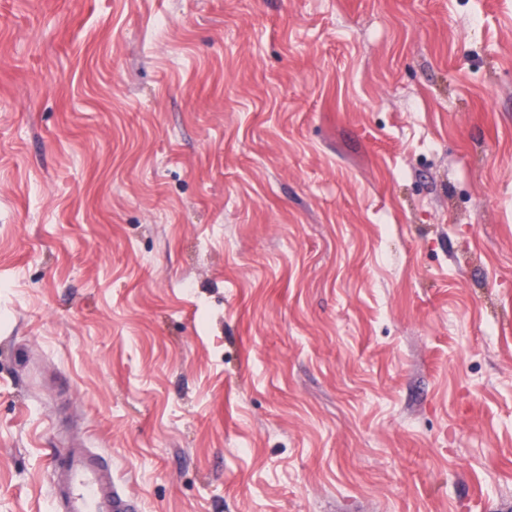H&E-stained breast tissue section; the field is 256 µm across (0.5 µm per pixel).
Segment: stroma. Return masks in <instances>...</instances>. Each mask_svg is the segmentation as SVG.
I'll list each match as a JSON object with an SVG mask.
<instances>
[{"label": "stroma", "mask_w": 512, "mask_h": 512, "mask_svg": "<svg viewBox=\"0 0 512 512\" xmlns=\"http://www.w3.org/2000/svg\"><path fill=\"white\" fill-rule=\"evenodd\" d=\"M512 512V0H0V512ZM58 472V491L52 492L55 511L131 512V504L112 486V473L86 448H66Z\"/></svg>", "instance_id": "stroma-1"}]
</instances>
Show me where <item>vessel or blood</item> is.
<instances>
[{
	"mask_svg": "<svg viewBox=\"0 0 512 512\" xmlns=\"http://www.w3.org/2000/svg\"><path fill=\"white\" fill-rule=\"evenodd\" d=\"M58 472L60 480L52 499L62 512H131L130 503L113 487L111 472L86 448H67Z\"/></svg>",
	"mask_w": 512,
	"mask_h": 512,
	"instance_id": "vessel-or-blood-1",
	"label": "vessel or blood"
}]
</instances>
